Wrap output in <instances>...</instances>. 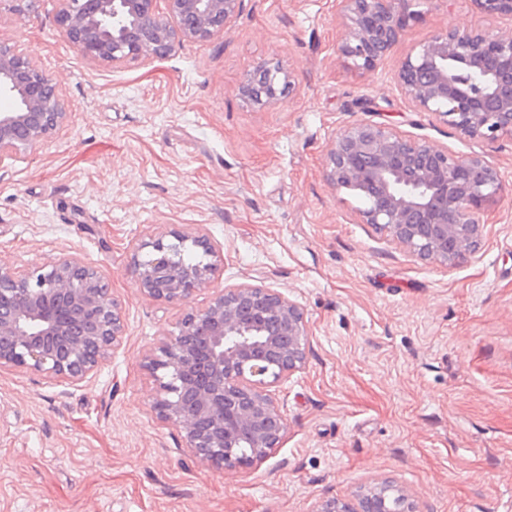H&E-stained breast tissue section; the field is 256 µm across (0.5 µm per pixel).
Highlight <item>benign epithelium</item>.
<instances>
[{"label": "benign epithelium", "instance_id": "7a95c632", "mask_svg": "<svg viewBox=\"0 0 512 512\" xmlns=\"http://www.w3.org/2000/svg\"><path fill=\"white\" fill-rule=\"evenodd\" d=\"M59 31L90 60L120 64L163 58L185 41L224 34L242 0H58ZM489 18L512 22V0H473ZM345 19L340 57L372 69L399 39L405 14L396 0H338ZM478 74L481 81L471 80ZM396 81L419 112H430L467 138L512 137V27L496 32L449 29L432 34L398 65ZM291 72L267 63L240 88L256 107L281 101ZM0 156L32 150L68 121L53 79L0 46ZM326 177L337 188L370 193L361 221L388 232L423 260L454 266L479 245L483 216L502 184L480 156L448 153L425 138H406L381 124L355 123L327 151ZM403 184L400 193L395 186ZM148 248L146 257L140 252ZM192 250L203 260L188 263ZM133 272L142 293L180 304L224 270L221 249L200 228L172 227L138 245ZM126 336L122 302L96 266L64 256L32 271L0 260V369L20 368L76 384L107 361ZM310 327L303 308L263 285L218 290L188 309L177 333L145 354L157 382L152 409L181 433L185 448L216 472L266 458L287 432L268 382L287 380L306 364ZM252 454L238 452L241 443ZM391 482L361 487L351 499L329 497L313 512H417Z\"/></svg>", "mask_w": 512, "mask_h": 512}]
</instances>
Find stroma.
<instances>
[{
  "label": "stroma",
  "instance_id": "1",
  "mask_svg": "<svg viewBox=\"0 0 512 512\" xmlns=\"http://www.w3.org/2000/svg\"><path fill=\"white\" fill-rule=\"evenodd\" d=\"M58 7L0 0V45L54 79L69 114L47 142L0 158V259L98 267L128 331L75 386L0 370V512H313L388 477L418 512H512V139L460 136L394 78L435 32L506 20L471 0H424L389 55L358 70L337 53L336 0H243L223 36L112 65L62 36ZM262 62L290 70L297 91L258 108L239 88ZM360 122L497 169L474 255L424 263L362 223L325 175L331 142ZM174 226L205 229L224 251L223 275L184 305L143 295L131 264ZM241 284L300 303L310 347L271 387L288 422L280 447L217 473L157 418L141 360L186 307Z\"/></svg>",
  "mask_w": 512,
  "mask_h": 512
}]
</instances>
